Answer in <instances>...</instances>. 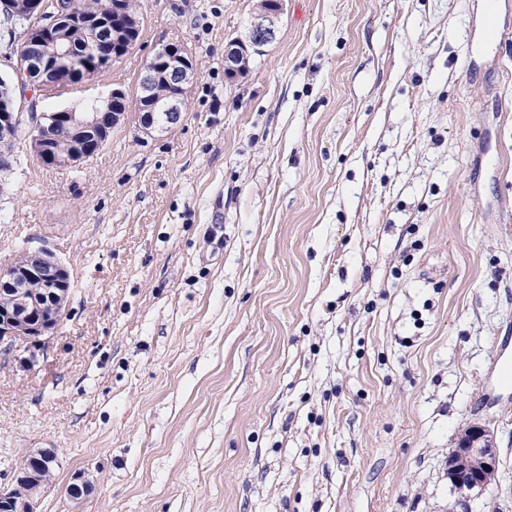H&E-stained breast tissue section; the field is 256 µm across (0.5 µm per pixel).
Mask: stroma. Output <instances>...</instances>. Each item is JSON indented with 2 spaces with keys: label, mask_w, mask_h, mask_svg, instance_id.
Instances as JSON below:
<instances>
[{
  "label": "stroma",
  "mask_w": 512,
  "mask_h": 512,
  "mask_svg": "<svg viewBox=\"0 0 512 512\" xmlns=\"http://www.w3.org/2000/svg\"><path fill=\"white\" fill-rule=\"evenodd\" d=\"M484 2L288 0L230 81L252 0H139L136 50L42 107L134 93L180 43L181 122L128 113L73 168L21 139L0 192V270L44 245L72 288L0 354V488L53 448L37 512H512V44L470 66ZM473 422L498 483L463 497ZM498 446L494 431L473 424L459 433L456 448L448 455V480L460 495L484 491L496 483Z\"/></svg>",
  "instance_id": "obj_1"
}]
</instances>
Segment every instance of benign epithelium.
Returning a JSON list of instances; mask_svg holds the SVG:
<instances>
[{
    "label": "benign epithelium",
    "mask_w": 512,
    "mask_h": 512,
    "mask_svg": "<svg viewBox=\"0 0 512 512\" xmlns=\"http://www.w3.org/2000/svg\"><path fill=\"white\" fill-rule=\"evenodd\" d=\"M30 27L23 33L26 50L24 63L15 62L14 48L0 51V63L10 68L12 79H1L0 139L12 140L18 135L16 113L32 110L28 137L34 154L52 164L75 167L86 159L88 150L78 149L65 157L50 150V143L62 138L73 139L80 128L103 130L117 126L126 113L139 114L142 129L149 132L165 129L179 121L195 68L192 59L177 43L161 46L146 63L134 101L120 89L103 102L106 112L87 114L88 120L76 122L73 112L38 113L35 107L45 86L35 76L50 75L71 56V42L64 37L61 25L68 11L62 3L56 11H45L44 0H26ZM286 0H256L243 35L230 40L224 48V74L233 79L247 69L252 55L259 54L273 42L284 14ZM112 26L85 39L83 64L73 70L78 81L94 78L128 56L137 46L142 17L125 8V0H111L107 6ZM163 82L171 94L162 98L156 86ZM37 287H32V284ZM71 297L67 266L45 248H26L15 264L0 272V348L8 351L19 342H36L54 333L61 322ZM27 462L16 468L13 486L0 490V512H32L33 501L49 486L56 452L39 448L26 456ZM498 446L494 431L473 424L459 433L456 448L448 455V480L458 493L466 496L483 491L496 483Z\"/></svg>",
    "instance_id": "obj_1"
}]
</instances>
